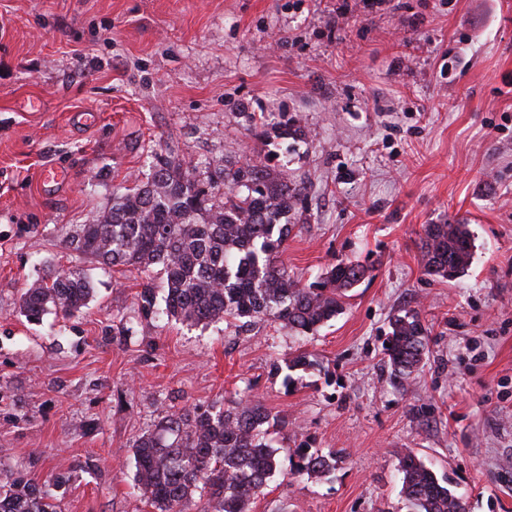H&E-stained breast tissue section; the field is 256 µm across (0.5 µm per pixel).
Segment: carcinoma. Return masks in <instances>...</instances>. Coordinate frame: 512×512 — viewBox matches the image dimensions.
I'll return each mask as SVG.
<instances>
[{"instance_id":"carcinoma-1","label":"carcinoma","mask_w":512,"mask_h":512,"mask_svg":"<svg viewBox=\"0 0 512 512\" xmlns=\"http://www.w3.org/2000/svg\"><path fill=\"white\" fill-rule=\"evenodd\" d=\"M305 181H290L270 158L257 157L234 170L216 167L205 179L179 160L158 156L151 177L136 189L112 194V205L95 224L67 232L73 250L91 263L142 275L136 300L142 314L157 313L153 273L163 274L164 314L189 324L270 319L309 334L341 314L345 293L368 268L340 262L303 285L277 263L290 224L288 213L305 212ZM425 274L456 279L469 267L467 225L429 224L421 244ZM91 281L57 269L28 284L22 313L36 321L54 308L65 315L85 308ZM385 357L393 379L405 383L429 355L428 331L416 309L390 320ZM280 421L258 401L170 412L133 443L134 479L150 512H191L196 493L208 496L209 512H251L279 470V449L269 436ZM341 459L299 446L289 474L325 477ZM398 472L408 512H468L464 496L448 488L415 454L401 457ZM0 512H58L50 490L21 475L0 494Z\"/></svg>"}]
</instances>
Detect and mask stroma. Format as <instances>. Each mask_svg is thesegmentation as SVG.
Wrapping results in <instances>:
<instances>
[{"label": "stroma", "instance_id": "1", "mask_svg": "<svg viewBox=\"0 0 512 512\" xmlns=\"http://www.w3.org/2000/svg\"><path fill=\"white\" fill-rule=\"evenodd\" d=\"M336 7L0 0V471L68 475L61 512H146L135 439L220 398L277 415L275 447L344 453L323 479L276 472L253 512H406L410 450L470 512H512V0H392L338 30ZM253 116L302 136L256 138ZM266 153L306 180L289 273L372 268L315 334L143 317L137 272L80 263L66 239L157 155L203 172ZM456 222L468 269L424 275L426 225ZM54 267L80 269L93 296L27 321L21 294ZM409 308L431 353L399 387L383 343ZM300 350L322 368L284 384L275 368Z\"/></svg>", "mask_w": 512, "mask_h": 512}]
</instances>
